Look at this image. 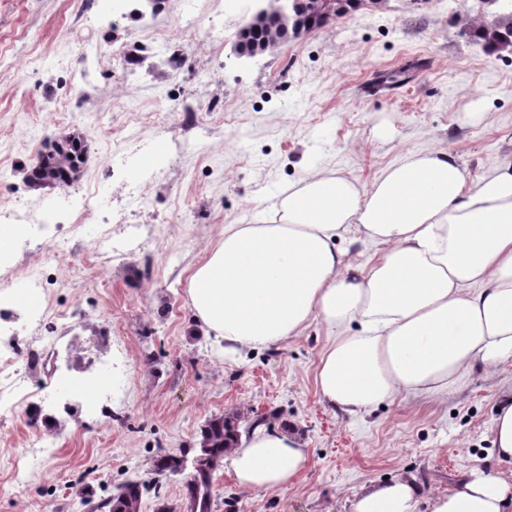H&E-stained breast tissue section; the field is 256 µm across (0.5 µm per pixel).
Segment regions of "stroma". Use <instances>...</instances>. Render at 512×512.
Wrapping results in <instances>:
<instances>
[{"label": "stroma", "mask_w": 512, "mask_h": 512, "mask_svg": "<svg viewBox=\"0 0 512 512\" xmlns=\"http://www.w3.org/2000/svg\"><path fill=\"white\" fill-rule=\"evenodd\" d=\"M251 0H0V227L18 207L47 231L9 247L23 280L57 239L70 238L41 305L73 317L80 348L47 376L112 393V414L91 406L54 425L27 405L0 414V512H87L130 480L159 481L140 512L165 500L190 512L188 474L157 475L158 455L198 447L203 427L234 413L269 416L309 451L287 488L254 491L229 464L213 475L211 512H350L384 479L412 477L422 499L496 468L492 421L512 392V360L476 368L444 402L396 400L359 416L322 403L319 321L260 349L224 350L197 321L188 279L225 225L246 224L308 169L370 183L406 153L448 148L473 177L512 161V49L472 34L476 0H385L265 54L232 44ZM193 12L195 27L185 24ZM218 28V40L204 37ZM402 70L404 82L379 84ZM63 138L84 146L71 184L35 185L38 157ZM112 248L94 245L101 225ZM111 331L112 366L98 336ZM55 448L27 484L12 462L35 433Z\"/></svg>", "instance_id": "35a3bbf8"}]
</instances>
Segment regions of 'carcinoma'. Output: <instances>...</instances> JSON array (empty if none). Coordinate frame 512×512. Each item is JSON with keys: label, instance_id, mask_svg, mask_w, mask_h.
<instances>
[{"label": "carcinoma", "instance_id": "1", "mask_svg": "<svg viewBox=\"0 0 512 512\" xmlns=\"http://www.w3.org/2000/svg\"><path fill=\"white\" fill-rule=\"evenodd\" d=\"M487 42L502 47H512V16L482 26L480 34ZM78 156L74 150H56L43 154L31 169L29 179L33 182L67 184L75 180ZM241 419L237 415H224L211 419L202 430L200 447L193 458L187 455L164 454L156 462L160 472L181 473L192 468L187 482L192 512H210V485L212 475L224 461L231 446L240 439ZM142 491L140 483L131 481L114 496L103 498L95 506V512H140Z\"/></svg>", "mask_w": 512, "mask_h": 512}]
</instances>
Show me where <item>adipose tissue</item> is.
Instances as JSON below:
<instances>
[{
  "label": "adipose tissue",
  "mask_w": 512,
  "mask_h": 512,
  "mask_svg": "<svg viewBox=\"0 0 512 512\" xmlns=\"http://www.w3.org/2000/svg\"><path fill=\"white\" fill-rule=\"evenodd\" d=\"M382 245L369 265L338 245L351 231ZM197 319L228 352L334 333L320 353L323 402L349 415L405 396L447 399L477 366L512 358V162L473 178L451 151L408 153L370 185L311 170L268 213L228 224L188 280ZM498 471L473 472L430 512H512V395L492 423ZM309 460L293 433L259 428L231 450L250 490L295 482ZM399 476L360 493L352 512H416Z\"/></svg>",
  "instance_id": "ef3b65f1"
}]
</instances>
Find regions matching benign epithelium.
<instances>
[{"label":"benign epithelium","mask_w":512,"mask_h":512,"mask_svg":"<svg viewBox=\"0 0 512 512\" xmlns=\"http://www.w3.org/2000/svg\"><path fill=\"white\" fill-rule=\"evenodd\" d=\"M366 1L374 4L382 3V0H316L317 17L320 24L325 25L332 19L358 9ZM253 2L254 9L249 20L236 34L233 47L236 57L252 58L266 52L280 41L299 39L309 33L295 13L296 0H253ZM268 21L274 22L275 26L262 44L257 46L250 40V32Z\"/></svg>","instance_id":"1"}]
</instances>
